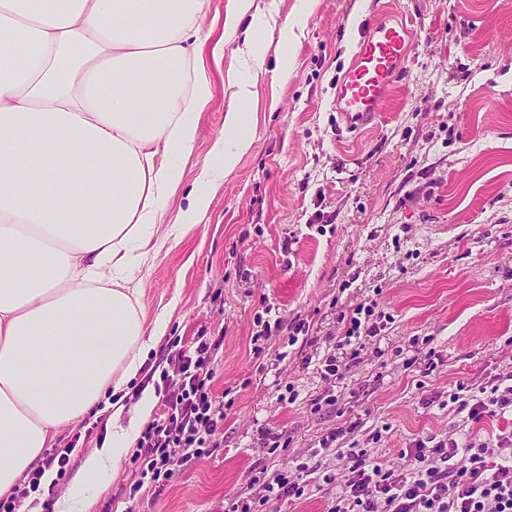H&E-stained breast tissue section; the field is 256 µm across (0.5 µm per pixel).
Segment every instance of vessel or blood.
Listing matches in <instances>:
<instances>
[{
  "label": "vessel or blood",
  "instance_id": "vessel-or-blood-1",
  "mask_svg": "<svg viewBox=\"0 0 512 512\" xmlns=\"http://www.w3.org/2000/svg\"><path fill=\"white\" fill-rule=\"evenodd\" d=\"M411 23L391 16L371 18L358 35L351 66L336 92L335 109L347 133L376 123L388 92L407 68Z\"/></svg>",
  "mask_w": 512,
  "mask_h": 512
}]
</instances>
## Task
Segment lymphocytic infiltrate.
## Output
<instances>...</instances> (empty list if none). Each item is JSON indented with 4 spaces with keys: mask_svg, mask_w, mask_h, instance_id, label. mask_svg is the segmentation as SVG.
Instances as JSON below:
<instances>
[{
    "mask_svg": "<svg viewBox=\"0 0 512 512\" xmlns=\"http://www.w3.org/2000/svg\"><path fill=\"white\" fill-rule=\"evenodd\" d=\"M211 346L179 354L175 378L162 390L164 413L142 432L130 459L139 481L157 484L174 467L208 453L224 407L211 389ZM468 421L498 417L509 427L495 447L455 437L414 441L401 450L403 469H383L365 452H349V475L329 512H512V375L459 401Z\"/></svg>",
    "mask_w": 512,
    "mask_h": 512,
    "instance_id": "f902f5d3",
    "label": "lymphocytic infiltrate"
}]
</instances>
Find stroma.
I'll list each match as a JSON object with an SVG mask.
<instances>
[{"mask_svg": "<svg viewBox=\"0 0 512 512\" xmlns=\"http://www.w3.org/2000/svg\"><path fill=\"white\" fill-rule=\"evenodd\" d=\"M300 2L254 0L270 16L256 43L267 71L246 105L254 144L206 183L202 169L224 165L211 148L238 58L237 42L221 40L233 0H207L199 69L212 96L140 274L146 319L168 320L147 367L173 370L200 336L218 344L212 387L226 411L216 446L163 488L135 493L123 459L91 490L89 512H225L258 473L293 475L302 463L303 497L255 512H328L348 474L319 445L336 427L352 429L344 448L399 469L414 440L458 433L480 444L503 426L464 422L453 395L512 374V0H312L302 35L283 47L280 27ZM379 6L414 22L408 69L376 127L343 133L336 91ZM283 57L284 78L274 70ZM198 192L209 209L181 231ZM360 305L381 332L363 338L354 364L336 339ZM298 323L306 330L290 341ZM330 354L347 366L342 379L321 375ZM111 432L108 410L59 430L54 447L80 441L54 497Z\"/></svg>", "mask_w": 512, "mask_h": 512, "instance_id": "obj_1", "label": "stroma"}]
</instances>
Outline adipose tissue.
I'll use <instances>...</instances> for the list:
<instances>
[{
	"instance_id": "adipose-tissue-1",
	"label": "adipose tissue",
	"mask_w": 512,
	"mask_h": 512,
	"mask_svg": "<svg viewBox=\"0 0 512 512\" xmlns=\"http://www.w3.org/2000/svg\"><path fill=\"white\" fill-rule=\"evenodd\" d=\"M205 0H0V497L13 495L63 427L112 405V441L91 451L55 512H88V492L120 466L157 396H118L164 339L138 308V273L182 180L211 97L191 74ZM235 0L224 37L241 38L236 104L212 147L230 174L253 145L243 103L265 66ZM251 28L240 31L243 18Z\"/></svg>"
}]
</instances>
